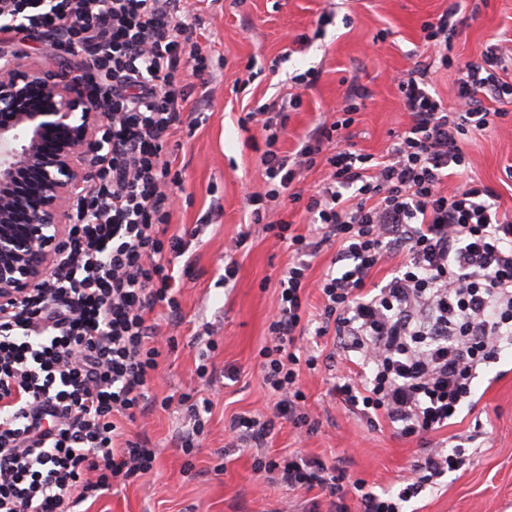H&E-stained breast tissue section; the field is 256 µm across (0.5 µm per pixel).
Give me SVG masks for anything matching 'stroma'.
<instances>
[{
	"label": "stroma",
	"mask_w": 512,
	"mask_h": 512,
	"mask_svg": "<svg viewBox=\"0 0 512 512\" xmlns=\"http://www.w3.org/2000/svg\"><path fill=\"white\" fill-rule=\"evenodd\" d=\"M451 0H195L193 40L207 57L201 75L182 71L189 95L184 122L170 140L173 167L183 190L170 231H194L188 251L176 260L182 272L177 294L181 317L154 318L174 347L160 360L152 392L171 397L169 408L129 424L155 448L151 471L114 484L71 512H300L302 502L327 504L315 487L290 489L253 470L254 450L226 445L232 419L261 412L273 402L259 372L258 352L277 306V281L291 261L287 247L251 223L246 198L267 189L261 153L240 120L276 96H299L288 132L277 146L297 150L324 112L341 101L350 84L366 88L345 146L359 154L384 155L406 122L398 80L421 60V26L447 10ZM465 24L455 39L452 67L439 69L433 87L448 107H458L457 64L479 60L491 45L512 49V0H459ZM506 116L465 142L467 178L494 188L502 209L512 212V102ZM248 238L234 258L238 274L224 278V246L240 233ZM215 352H208V344ZM303 346L319 358L303 371L305 408L320 419L299 436L289 421L277 424L261 452L280 461L298 452L345 470L378 489L399 491L420 458V445L387 426L371 428L330 392L331 369H343L344 354L333 337L308 335ZM215 366L214 385L196 368L203 353ZM480 400L472 413L426 437L430 447L464 449L459 471L437 489L411 499L409 512H512V349L482 368ZM209 399L211 412L192 454L181 449L190 429V402Z\"/></svg>",
	"instance_id": "1"
}]
</instances>
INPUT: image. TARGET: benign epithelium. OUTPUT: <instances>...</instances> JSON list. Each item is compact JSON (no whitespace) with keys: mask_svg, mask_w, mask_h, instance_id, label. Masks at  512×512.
Masks as SVG:
<instances>
[{"mask_svg":"<svg viewBox=\"0 0 512 512\" xmlns=\"http://www.w3.org/2000/svg\"><path fill=\"white\" fill-rule=\"evenodd\" d=\"M0 111H14L0 124V305L36 287L63 253L69 215L87 185L91 158L102 149L98 134L108 121L104 105L74 96L73 85L57 81L22 51L0 57ZM56 139L47 156L41 144ZM36 168L42 179L39 201L27 223H15L12 179L20 168Z\"/></svg>","mask_w":512,"mask_h":512,"instance_id":"obj_1","label":"benign epithelium"}]
</instances>
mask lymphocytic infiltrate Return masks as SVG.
Instances as JSON below:
<instances>
[{
  "label": "lymphocytic infiltrate",
  "mask_w": 512,
  "mask_h": 512,
  "mask_svg": "<svg viewBox=\"0 0 512 512\" xmlns=\"http://www.w3.org/2000/svg\"><path fill=\"white\" fill-rule=\"evenodd\" d=\"M188 0H0V44L43 41L74 59L83 94L104 101L110 118L104 147L75 202L67 247L41 287L0 309V512H67L75 492L111 490L115 480L152 468L147 440L126 438L135 421L170 398L151 393L166 347L156 307L170 315L182 237L169 232L182 183L169 143L186 110L180 70L203 73L191 41ZM450 4L422 26L425 59L398 83L408 123L386 156L342 149L356 112L349 93L340 115L323 119L294 157L276 144L298 97L274 99L246 113L262 138L266 194L248 202L254 223L287 244L293 260L278 282L277 308L259 368L275 401L267 411L234 418L232 448H260L277 423L314 431L302 409L300 358L307 330L333 336L369 370L364 380L334 378L331 392L372 427L388 423L406 439H424L475 409L478 369L497 362L512 341V215L500 212L494 189L467 180L461 141L502 118L492 103L512 95L505 76L512 56L490 46L481 61L459 69L458 109L431 89V71L452 65L453 37L463 23ZM329 171L309 197L292 189L319 154ZM290 194L310 216L295 234L264 198ZM336 255L317 283L311 261L324 247ZM392 264L384 284L375 271ZM322 305L310 320L307 290ZM464 464L461 450L425 449L399 492L352 484L359 512H404L405 503ZM254 470L288 487L320 486L331 512H348L342 475L294 456L255 460Z\"/></svg>",
  "instance_id": "f902f5d3"
}]
</instances>
